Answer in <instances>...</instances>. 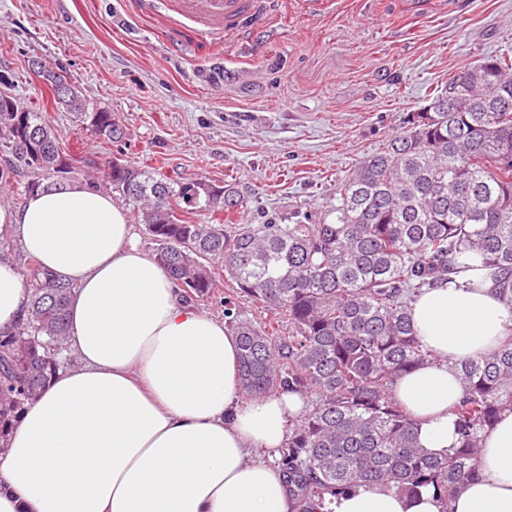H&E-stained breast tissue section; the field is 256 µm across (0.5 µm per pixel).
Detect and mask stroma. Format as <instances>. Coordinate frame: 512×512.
I'll use <instances>...</instances> for the list:
<instances>
[{"label":"stroma","instance_id":"obj_1","mask_svg":"<svg viewBox=\"0 0 512 512\" xmlns=\"http://www.w3.org/2000/svg\"><path fill=\"white\" fill-rule=\"evenodd\" d=\"M512 56V0H269L259 29L203 36L174 0H0V83L47 108L71 181L118 157L231 182L244 224L320 218L349 169L461 67ZM119 119L96 138L33 61Z\"/></svg>","mask_w":512,"mask_h":512}]
</instances>
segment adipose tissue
Returning <instances> with one entry per match:
<instances>
[{"label": "adipose tissue", "mask_w": 512, "mask_h": 512, "mask_svg": "<svg viewBox=\"0 0 512 512\" xmlns=\"http://www.w3.org/2000/svg\"><path fill=\"white\" fill-rule=\"evenodd\" d=\"M4 231L73 284L74 363L0 439V512H295L278 460L304 400L286 391L242 400L235 336L185 301L122 205L72 183L0 204ZM27 299L0 256V332L24 317ZM410 314L435 359L403 375L394 395L419 445L441 457L458 441L452 365L492 352L512 306L475 269L423 289ZM482 471L449 506L429 487L408 495L374 484L336 494L330 510L512 512V410L484 435Z\"/></svg>", "instance_id": "obj_1"}]
</instances>
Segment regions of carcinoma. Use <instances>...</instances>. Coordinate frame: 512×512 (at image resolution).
Masks as SVG:
<instances>
[{
  "label": "carcinoma",
  "instance_id": "1",
  "mask_svg": "<svg viewBox=\"0 0 512 512\" xmlns=\"http://www.w3.org/2000/svg\"><path fill=\"white\" fill-rule=\"evenodd\" d=\"M0 110V182L25 192L61 187L71 159L47 113ZM100 139L118 142L115 115L75 90L62 103ZM86 184L119 193L154 244V257L189 300L224 292L239 344L241 389L298 393L305 409L281 450L297 512L361 484L406 492L432 486L445 500L482 477V433L512 409V328L489 355L455 364L458 445L420 448L397 380L432 354L419 343L410 300L478 263L512 306V59L465 66L340 185L316 224H239L245 196L223 181L172 179L113 158ZM198 212L213 223L194 220ZM25 318L0 334V438L66 361L72 286L34 257ZM268 316L259 321L247 307Z\"/></svg>",
  "mask_w": 512,
  "mask_h": 512
}]
</instances>
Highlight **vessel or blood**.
I'll return each instance as SVG.
<instances>
[{
    "label": "vessel or blood",
    "mask_w": 512,
    "mask_h": 512,
    "mask_svg": "<svg viewBox=\"0 0 512 512\" xmlns=\"http://www.w3.org/2000/svg\"><path fill=\"white\" fill-rule=\"evenodd\" d=\"M179 13L198 25L201 33L220 31L232 35L240 30L244 12L263 16V0H177Z\"/></svg>",
    "instance_id": "vessel-or-blood-1"
}]
</instances>
